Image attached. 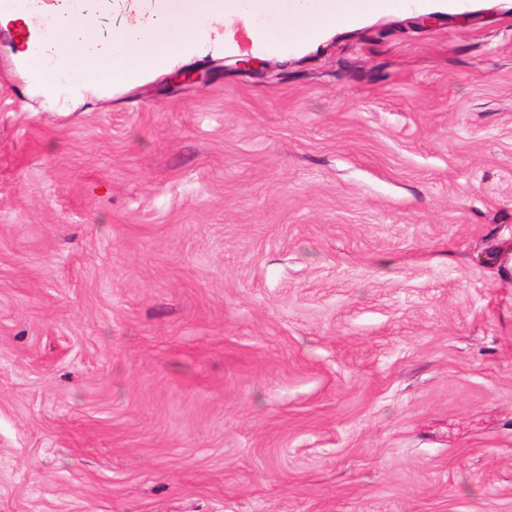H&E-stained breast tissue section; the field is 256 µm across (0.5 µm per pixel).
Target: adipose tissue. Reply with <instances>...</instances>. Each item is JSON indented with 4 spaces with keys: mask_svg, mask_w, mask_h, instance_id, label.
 <instances>
[{
    "mask_svg": "<svg viewBox=\"0 0 512 512\" xmlns=\"http://www.w3.org/2000/svg\"><path fill=\"white\" fill-rule=\"evenodd\" d=\"M405 0H8L0 24L19 29L15 59L48 107L135 83L144 73L210 49L211 24L243 28L255 43H295L401 11Z\"/></svg>",
    "mask_w": 512,
    "mask_h": 512,
    "instance_id": "obj_1",
    "label": "adipose tissue"
}]
</instances>
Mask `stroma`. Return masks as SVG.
<instances>
[{
    "mask_svg": "<svg viewBox=\"0 0 512 512\" xmlns=\"http://www.w3.org/2000/svg\"><path fill=\"white\" fill-rule=\"evenodd\" d=\"M215 36L50 112L0 26V512H512V0Z\"/></svg>",
    "mask_w": 512,
    "mask_h": 512,
    "instance_id": "stroma-1",
    "label": "stroma"
}]
</instances>
